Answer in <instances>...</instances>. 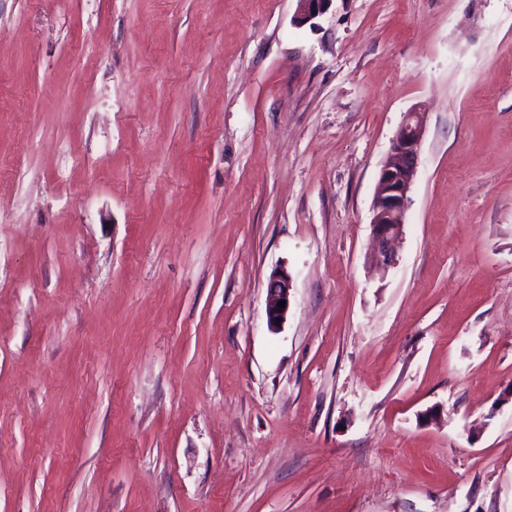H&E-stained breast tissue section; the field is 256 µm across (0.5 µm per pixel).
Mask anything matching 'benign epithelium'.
Here are the masks:
<instances>
[{
	"label": "benign epithelium",
	"instance_id": "benign-epithelium-1",
	"mask_svg": "<svg viewBox=\"0 0 512 512\" xmlns=\"http://www.w3.org/2000/svg\"><path fill=\"white\" fill-rule=\"evenodd\" d=\"M299 22H309L325 13L332 0H297ZM426 113L412 109L406 113L398 133L392 140L382 163L372 200V250L370 264L386 271L397 261L396 241L402 236L409 207V193L417 173ZM292 279L284 269H276L269 277L266 297L268 326L278 330L286 321L288 308H279L281 300L289 301Z\"/></svg>",
	"mask_w": 512,
	"mask_h": 512
}]
</instances>
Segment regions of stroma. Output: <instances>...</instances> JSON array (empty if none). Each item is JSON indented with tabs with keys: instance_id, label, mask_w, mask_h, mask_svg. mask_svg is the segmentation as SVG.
I'll use <instances>...</instances> for the list:
<instances>
[{
	"instance_id": "stroma-1",
	"label": "stroma",
	"mask_w": 512,
	"mask_h": 512,
	"mask_svg": "<svg viewBox=\"0 0 512 512\" xmlns=\"http://www.w3.org/2000/svg\"><path fill=\"white\" fill-rule=\"evenodd\" d=\"M296 15L0 0V512H512V0ZM426 113H406L382 163L372 200V250L370 264L385 272L397 261L396 241L402 236L409 207V193L417 173ZM291 289L292 279L289 273L281 268L275 269L269 277L266 297V316L271 330H279L286 321ZM280 300L286 301L285 308L283 309H280L278 306ZM277 318H280V323H277Z\"/></svg>"
}]
</instances>
